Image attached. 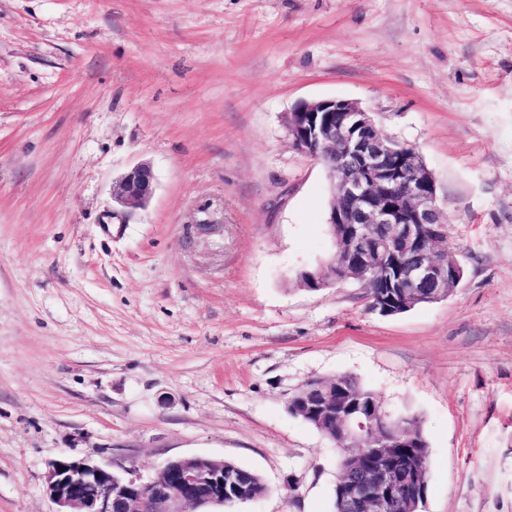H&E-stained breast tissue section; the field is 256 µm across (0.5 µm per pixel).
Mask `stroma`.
<instances>
[{"mask_svg": "<svg viewBox=\"0 0 512 512\" xmlns=\"http://www.w3.org/2000/svg\"><path fill=\"white\" fill-rule=\"evenodd\" d=\"M329 98L434 177L447 298L298 284L331 184L286 118ZM338 376L420 419L422 512H512V0H0V512H50L59 454L224 459L269 488L225 512H329L339 452L288 401ZM156 174L153 166L142 162L133 166L112 184V199L128 209L144 206L153 196Z\"/></svg>", "mask_w": 512, "mask_h": 512, "instance_id": "1", "label": "stroma"}]
</instances>
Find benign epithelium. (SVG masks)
<instances>
[{
    "label": "benign epithelium",
    "instance_id": "obj_1",
    "mask_svg": "<svg viewBox=\"0 0 512 512\" xmlns=\"http://www.w3.org/2000/svg\"><path fill=\"white\" fill-rule=\"evenodd\" d=\"M288 133L296 150L311 157L319 150L326 154L332 187L328 223L344 225L338 244L361 271L384 269L396 307L446 296L458 287L463 268L457 260L448 263L447 219L435 180L414 148L396 144L351 100L300 103L288 113ZM338 168L344 172L339 181ZM155 187L153 166L142 162L113 182L112 199L124 208H140ZM425 233L431 236L429 248H415ZM394 243L410 252L399 266L391 262ZM332 405L331 393L303 387L295 412L322 420ZM354 408L341 416L344 445L357 471L344 484L346 502L363 512H401L399 470L386 452L399 444L395 421L372 409L353 415ZM237 493L236 481L224 478V461L199 455L170 459L150 477L118 480L106 466L61 454L48 462L46 475L52 512H201L205 501L216 507Z\"/></svg>",
    "mask_w": 512,
    "mask_h": 512
}]
</instances>
